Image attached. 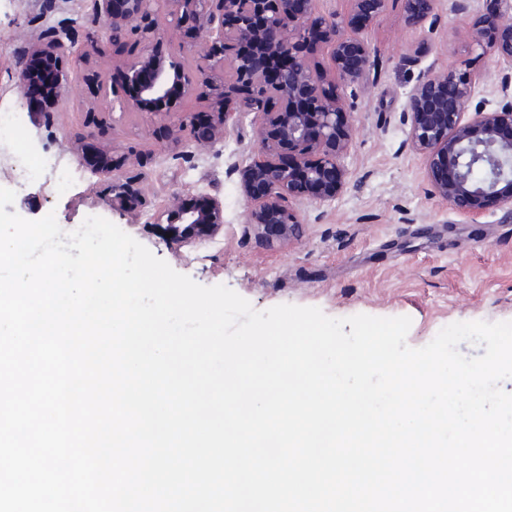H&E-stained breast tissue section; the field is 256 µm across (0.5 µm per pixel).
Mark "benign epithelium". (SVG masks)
<instances>
[{
    "instance_id": "7a95c632",
    "label": "benign epithelium",
    "mask_w": 512,
    "mask_h": 512,
    "mask_svg": "<svg viewBox=\"0 0 512 512\" xmlns=\"http://www.w3.org/2000/svg\"><path fill=\"white\" fill-rule=\"evenodd\" d=\"M106 38L120 42L137 36L124 62L126 80L136 95L128 113L170 115L195 94L215 101L208 125L191 120L189 139L212 148L238 123L241 112L262 113L256 136L260 157L242 176L251 205L249 223L262 236L287 238L301 223L297 202L322 203L341 195L348 184L344 158L353 138L351 113L324 87V74L303 55L310 38L327 45L333 72L352 84L366 78L371 48L361 34L384 10L386 0H351L339 21L314 13L315 0H166L161 21L157 0H91ZM477 17L465 32L472 52L491 54L512 70V0ZM435 0H404L406 20L421 23ZM193 32L179 43L181 60L162 57L158 39L168 29ZM72 54L57 31L34 39L16 58L18 88H27L38 72L51 74L47 101L38 112L54 111L68 91L67 61ZM204 59L192 69L187 57ZM475 82L453 71L431 73L408 95L406 145L421 155L434 192L451 209L476 217L488 207L512 213V103L485 111L472 108ZM147 200L127 189L112 199V209L136 213ZM167 219L184 225L181 244L218 234L224 227V203L215 197L201 207L176 201Z\"/></svg>"
}]
</instances>
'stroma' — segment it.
<instances>
[{
  "label": "stroma",
  "mask_w": 512,
  "mask_h": 512,
  "mask_svg": "<svg viewBox=\"0 0 512 512\" xmlns=\"http://www.w3.org/2000/svg\"><path fill=\"white\" fill-rule=\"evenodd\" d=\"M466 4L462 10L456 0H437L427 19L411 26L403 0H387L363 34L372 49L366 89L334 83L354 124L349 187L336 200L300 204L293 235L272 242L248 230L241 190L243 171L260 154L257 113H245L215 148L174 151L167 141L171 124L210 111L212 101L190 96L183 112L167 119L120 111L96 92L94 78L103 70L122 85L124 54L101 37L91 0H0V99L19 102L13 63L39 32L71 20L78 53L56 112L27 120L25 129L34 152L63 157L77 178L57 192L51 173L23 185L1 165L0 187L15 191L18 215L54 214L67 233L96 211L175 271L203 286L226 285L259 311L292 304L332 318L406 316L413 348L456 322L512 321V215L491 207L473 219L450 209L433 193L423 158L406 146V102L422 74L470 68L475 105L492 110L505 102L501 85L512 71L494 56L470 52L464 41L473 19L495 8V0ZM103 152L118 163L114 176L90 166ZM118 183L142 190L146 211L113 209ZM177 196L222 200L223 230L180 246L163 218Z\"/></svg>",
  "instance_id": "35a3bbf8"
}]
</instances>
